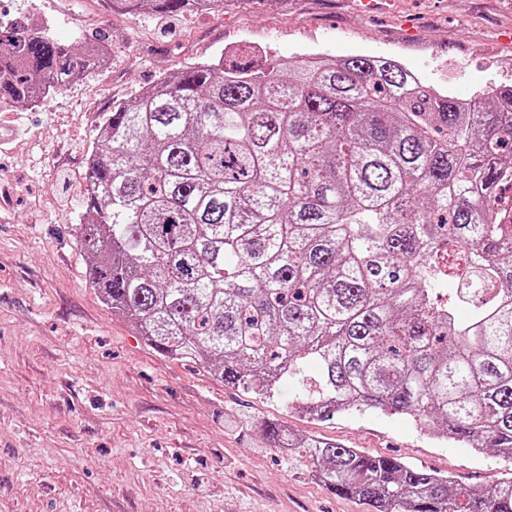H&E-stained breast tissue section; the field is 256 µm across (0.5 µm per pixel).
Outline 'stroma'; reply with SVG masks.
<instances>
[{
    "label": "stroma",
    "mask_w": 512,
    "mask_h": 512,
    "mask_svg": "<svg viewBox=\"0 0 512 512\" xmlns=\"http://www.w3.org/2000/svg\"><path fill=\"white\" fill-rule=\"evenodd\" d=\"M0 13L110 49L42 106L0 112V512H367L299 450L269 447L272 421L473 489L512 472L403 415L311 420L294 387L268 399L160 356L97 297L74 232L100 122L159 77L259 43L284 64L391 57L465 99L512 88V0H218L167 22L106 0H0Z\"/></svg>",
    "instance_id": "stroma-1"
}]
</instances>
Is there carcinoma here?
<instances>
[{"instance_id":"cac0c4a2","label":"carcinoma","mask_w":512,"mask_h":512,"mask_svg":"<svg viewBox=\"0 0 512 512\" xmlns=\"http://www.w3.org/2000/svg\"><path fill=\"white\" fill-rule=\"evenodd\" d=\"M108 2L130 15L194 6ZM103 62L97 44L77 52L0 17V102ZM509 173L512 89L459 99L391 58L221 57L112 106L75 233L103 304L160 355L269 397L291 380L314 419L406 415L511 459ZM263 432L372 512H512V475L474 492L279 423Z\"/></svg>"}]
</instances>
